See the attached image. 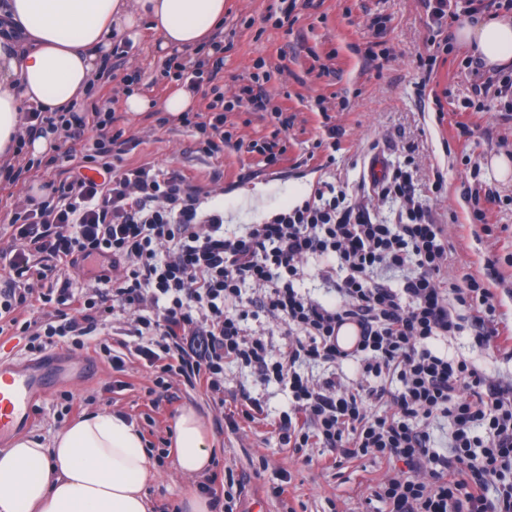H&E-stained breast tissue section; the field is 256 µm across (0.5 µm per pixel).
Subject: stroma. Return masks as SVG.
Listing matches in <instances>:
<instances>
[{
    "instance_id": "stroma-1",
    "label": "stroma",
    "mask_w": 512,
    "mask_h": 512,
    "mask_svg": "<svg viewBox=\"0 0 512 512\" xmlns=\"http://www.w3.org/2000/svg\"><path fill=\"white\" fill-rule=\"evenodd\" d=\"M280 16L281 0H224V72L217 84H201L196 109L204 111L213 88H220L229 102L252 74L271 72L267 106L287 108L293 117L285 161L267 168L252 150L253 142L272 130L262 113H225L235 144L215 160L199 152L182 123H162L157 113L147 112L121 120L136 144L125 155V165L183 170L207 193V207L223 209L226 232L240 234L286 204L289 185L308 192L323 180L353 181L360 164L376 150L393 161L413 155L419 193H427L433 172L447 178L432 205L452 247L447 280L484 274L486 259L498 258L497 302L502 313L512 316V182H499L489 168L492 156L512 153V122L500 116L503 100L479 98L471 91L477 76H492L493 68L474 71L468 51L451 42V28L439 31L429 25L424 0H315L311 8L296 5L292 23L280 24ZM169 64L163 57L128 52L114 75L100 80L93 95L79 103L78 112L121 100L131 81L149 96H164L170 90ZM424 79L433 99L416 93L417 82ZM460 122L473 129L470 141L458 139ZM332 127L337 136L331 151L321 142ZM331 153L336 162L330 166ZM476 190L497 199L487 214L488 233L471 218ZM20 318L32 326L22 335L0 334L1 363L40 362L32 341L55 321L56 312L47 306L22 311ZM125 327L124 317H112L98 350L57 343L52 356L76 367L49 392L35 396L34 420L23 432L48 440L89 412L122 413L141 429L145 447L156 458L158 477L148 489L153 512H171L188 490L212 483L223 493V512H365L372 489L396 472V465L368 457L331 464V451L318 445L302 453L280 446L271 424L287 396L253 369L225 364L220 407L184 378L157 384L134 347L125 345ZM114 354L124 358L123 370L113 367ZM244 389L262 400L264 413L233 429L226 418L238 411ZM188 407L205 423L214 452L210 471L217 481L188 479L172 465L175 414ZM308 456L313 464H305ZM278 486L284 487L283 495L275 494Z\"/></svg>"
}]
</instances>
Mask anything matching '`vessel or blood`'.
Returning a JSON list of instances; mask_svg holds the SVG:
<instances>
[{"label":"vessel or blood","instance_id":"b4317fda","mask_svg":"<svg viewBox=\"0 0 512 512\" xmlns=\"http://www.w3.org/2000/svg\"><path fill=\"white\" fill-rule=\"evenodd\" d=\"M58 375V367L51 362L27 367L0 363V437L31 422L35 393L52 386Z\"/></svg>","mask_w":512,"mask_h":512}]
</instances>
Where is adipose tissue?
Instances as JSON below:
<instances>
[{"mask_svg": "<svg viewBox=\"0 0 512 512\" xmlns=\"http://www.w3.org/2000/svg\"><path fill=\"white\" fill-rule=\"evenodd\" d=\"M1 17L22 35H0V160H11L21 152L50 154L52 135H26V106L73 111L102 77L113 42L144 54L193 50L206 58L224 23V0H0ZM454 40L487 66L510 63L512 17L466 15ZM123 101L131 115L158 109L174 119L196 105L194 93L178 83L158 102L130 83ZM174 447L182 475L210 469L213 450L194 409L177 416ZM156 478L157 463L135 424L99 411L50 440L21 437L0 448V512H151L148 488Z\"/></svg>", "mask_w": 512, "mask_h": 512, "instance_id": "ef3b65f1", "label": "adipose tissue"}]
</instances>
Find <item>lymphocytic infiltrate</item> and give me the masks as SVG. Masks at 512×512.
<instances>
[{"label": "lymphocytic infiltrate", "mask_w": 512, "mask_h": 512, "mask_svg": "<svg viewBox=\"0 0 512 512\" xmlns=\"http://www.w3.org/2000/svg\"><path fill=\"white\" fill-rule=\"evenodd\" d=\"M26 119L34 138L61 126L98 136L66 180L14 211L1 320L34 300L21 280H51L36 299L61 306L47 338L72 337L81 350L104 318L130 314L126 333L151 372L186 376L216 399L230 360L287 390L276 423L282 445L298 451L313 441L340 459L400 462L372 492L384 512H512V382L489 369L512 361V328L484 279L443 286L450 246L429 198L416 197L409 166L369 180L371 197L399 204L396 223L375 221L354 188L325 181L230 237L223 210L205 207L180 170L124 166L132 141L114 110L83 118L32 105ZM185 124L206 154L223 155L232 138L223 114ZM90 262L100 265L96 304L69 278ZM380 271L403 279L380 283ZM307 275L332 283L333 296L302 293L296 283ZM248 283L259 296L243 295ZM261 313L284 326L282 349L248 328ZM349 320L364 332L344 350L336 330ZM465 329L466 357L448 349ZM310 364L332 371L308 378L300 368Z\"/></svg>", "instance_id": "obj_1"}]
</instances>
